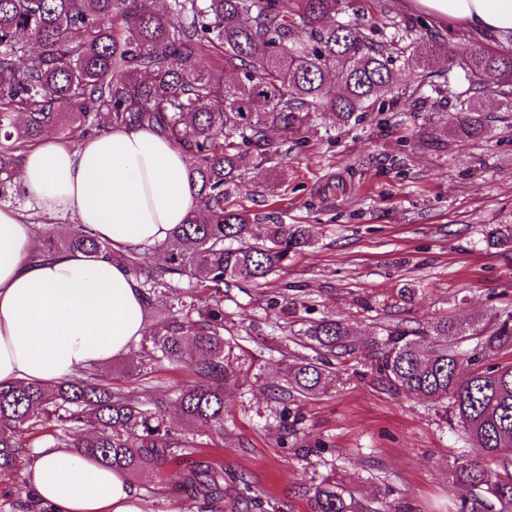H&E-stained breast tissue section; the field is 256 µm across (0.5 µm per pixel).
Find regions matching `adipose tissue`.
Wrapping results in <instances>:
<instances>
[{
    "instance_id": "ef3b65f1",
    "label": "adipose tissue",
    "mask_w": 512,
    "mask_h": 512,
    "mask_svg": "<svg viewBox=\"0 0 512 512\" xmlns=\"http://www.w3.org/2000/svg\"><path fill=\"white\" fill-rule=\"evenodd\" d=\"M434 16L512 35V0H420ZM187 154L148 129H115L77 145L48 135L23 157L25 206L0 205V384L60 382L105 369L146 334L142 292L119 262L166 242L194 204ZM62 218L107 240L113 258H38L36 227ZM27 486L42 512H145L121 472L78 449L44 448Z\"/></svg>"
}]
</instances>
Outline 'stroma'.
I'll return each mask as SVG.
<instances>
[{"label":"stroma","mask_w":512,"mask_h":512,"mask_svg":"<svg viewBox=\"0 0 512 512\" xmlns=\"http://www.w3.org/2000/svg\"><path fill=\"white\" fill-rule=\"evenodd\" d=\"M361 22L385 40L421 16L416 0H354ZM429 27L462 53L512 49V40L477 34L448 19ZM486 134L446 135L450 105L395 107L341 133L310 134L306 147L289 150L277 168L248 166L238 204L256 213L267 205L290 224L313 225L317 240L276 272L265 287L236 292L224 304V324L236 358L237 383L224 393V430L188 429L196 458L245 474L249 493L267 512H309L306 491L326 478L339 480L373 512H448L463 491L451 482L457 463L477 457L446 420L441 404L385 390L372 375L374 350L385 326H425L443 318L486 321L512 310V252L483 244L488 230L512 224V100L488 86L481 95ZM437 140L422 137L425 126ZM344 182V196L330 198L328 179ZM416 290L413 301L399 288ZM287 292L293 313L269 308L268 298ZM329 316L346 322L357 346L353 355L328 356L330 387L316 398L275 399L285 364L315 357L299 336L305 320ZM136 353L115 359L113 385L137 388L146 404L170 401L192 383L186 368L154 364L147 379L129 374ZM55 427L21 431L18 468L0 476V512H28L25 469L36 449L68 442ZM186 463L130 477L148 512H231L226 500L204 502L174 488Z\"/></svg>","instance_id":"obj_1"}]
</instances>
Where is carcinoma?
<instances>
[{"label": "carcinoma", "instance_id": "carcinoma-1", "mask_svg": "<svg viewBox=\"0 0 512 512\" xmlns=\"http://www.w3.org/2000/svg\"><path fill=\"white\" fill-rule=\"evenodd\" d=\"M376 41L353 0H0V199L17 190L22 151L56 129L67 142L118 128H157L191 159L195 204L155 246L165 262L151 265L138 248L123 257L147 308L166 302V289L187 283L159 329L143 339L138 372L165 359L196 379L181 387L178 414L224 431V392L235 384L232 347L224 339V300L258 288L315 241L309 224H287L277 212L253 215L236 206L246 160L279 164L288 144L333 122L341 130L405 97L397 71L427 85L455 114L448 132L481 138L478 95L493 83L512 96V51L473 49L465 55L436 36ZM234 74L224 80V71ZM468 80L453 87L455 73ZM275 129L280 139L273 140ZM491 248L512 249V225L489 230ZM76 251L112 256L110 244L73 224L40 238L38 254ZM210 289L209 300L198 293ZM376 342L375 381L397 394L445 400L448 420L463 428L482 456L506 476L489 481L466 461L451 473L466 492L461 512L512 508V310L482 325L448 317L426 328L397 323ZM300 335L330 352L355 350L349 327L323 317ZM472 337L476 344L463 349ZM278 396L317 397L328 388L321 364L285 365ZM168 404L149 408L131 387H114L93 370L58 384L0 385V473L18 467L17 432L49 422L74 430L70 446L121 473L158 467L191 455L193 442L167 425ZM182 484L204 500L224 490V468L201 460ZM310 512H363L342 485L324 481Z\"/></svg>", "mask_w": 512, "mask_h": 512}]
</instances>
